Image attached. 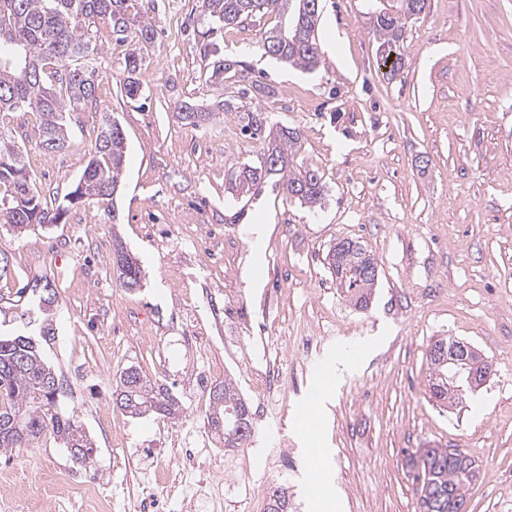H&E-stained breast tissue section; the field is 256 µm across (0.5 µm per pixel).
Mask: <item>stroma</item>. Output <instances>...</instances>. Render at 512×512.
<instances>
[{"label":"stroma","instance_id":"35a3bbf8","mask_svg":"<svg viewBox=\"0 0 512 512\" xmlns=\"http://www.w3.org/2000/svg\"><path fill=\"white\" fill-rule=\"evenodd\" d=\"M378 0H322L321 62L313 72L263 55L266 31L285 24L269 14L244 25L216 26L198 0H150L156 31L139 79L126 97V45L100 27L95 97L70 122V145L41 148L31 113L12 128L27 132L24 158L50 208L66 202L110 114L125 135L126 163L109 205L68 207L62 223L32 226L21 237L0 228L11 273L0 281V332L22 328L35 308L15 291L33 277L50 280L59 304L45 359L64 378L60 408L90 433L92 465L78 469L53 436L0 456V512H93L92 494L112 512H137L145 492L165 498L164 512H265L285 486L299 512H311L309 475L324 467L346 498L344 512H416L405 456L418 448H457L482 476L467 492L469 512H512V0H427L407 28L399 76L382 73L383 50L369 24ZM211 32L235 78L209 77L200 35ZM263 83L272 89L263 95ZM248 98L271 121L299 128L303 154L328 188L309 209L264 189L241 206L227 191L234 168L256 160L260 145L240 132L226 100ZM212 119L179 120L182 103ZM264 225L254 262L248 230ZM352 238L378 260L368 309L337 290L328 250ZM121 240L140 262L139 290L121 287L109 261ZM319 336L298 355L295 336ZM467 342L493 365L489 380L453 408L431 399L427 361L437 338ZM369 354L343 381L322 371L338 345ZM222 367L254 407V432L241 448L209 453L220 471L209 501L189 505L182 491L156 487L155 467L174 465L171 430L210 437L209 394L185 378L206 364ZM130 366L171 386L183 405L172 419L131 417L112 393ZM286 380L284 410L258 412L254 369ZM287 439L295 468L265 462ZM246 483L255 496L227 481Z\"/></svg>","mask_w":512,"mask_h":512}]
</instances>
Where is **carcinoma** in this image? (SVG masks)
Wrapping results in <instances>:
<instances>
[{"instance_id": "1", "label": "carcinoma", "mask_w": 512, "mask_h": 512, "mask_svg": "<svg viewBox=\"0 0 512 512\" xmlns=\"http://www.w3.org/2000/svg\"><path fill=\"white\" fill-rule=\"evenodd\" d=\"M322 0H199L203 15L228 25H239L274 12L291 16L286 29L265 32L259 49L293 67L313 70L319 65L318 25ZM427 0H388L373 15V31L395 58L385 59L395 77L402 70L397 52L408 21L421 14ZM138 0H0V223L16 235L22 224H59L67 210L43 206L33 188L24 161L19 134L5 127L12 112H30L38 121L40 145L45 150L68 147L67 126L71 115L82 110L95 94L99 54L98 25H107L116 41L128 45L123 61V90L130 99L141 93L138 78L143 55L153 44L154 29L136 21ZM200 51L214 57L211 76L219 79L237 62L224 58L210 42ZM234 113L241 131L262 144L257 163L231 172L230 189L236 197L256 198L269 181L285 199L308 207L324 199L326 185L319 168L301 155L299 129L274 124L258 107L224 104ZM125 136L117 121L102 116L101 130L89 162L74 190L71 205L95 199L96 190L116 193L125 165ZM336 287L360 309L367 308L378 280V262L358 240L342 239L326 256ZM123 288L142 287L141 267H115ZM55 339V329L45 322L37 336L24 331L0 335V454L30 448L50 434L67 448L71 459L82 466L93 462L94 443L73 419L58 410L66 393L64 379L48 365L42 343ZM435 371L431 398L439 405L455 403L457 385L448 380V364L428 355ZM221 398L209 397L207 424L220 439L233 430L240 411L248 413L253 433L254 417L249 403L230 379L218 384ZM115 392L120 409L132 416L149 411L176 418L182 412L179 397L166 384L150 379L141 369L121 371ZM413 483L419 486L422 512H450L451 505L467 501L466 491L481 476L475 460L446 448H419L408 455ZM267 512H288L285 489L272 492Z\"/></svg>"}]
</instances>
